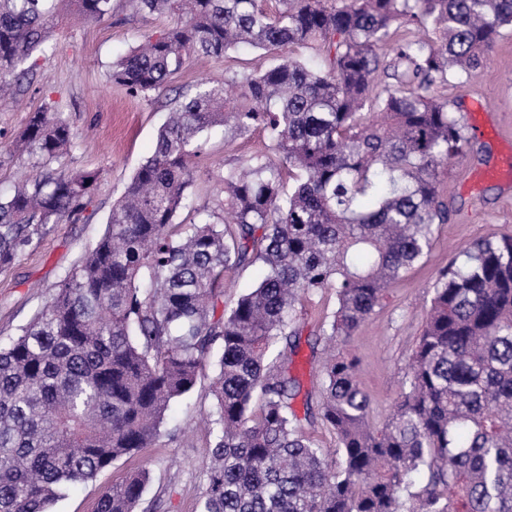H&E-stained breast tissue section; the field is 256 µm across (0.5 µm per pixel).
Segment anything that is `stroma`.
Listing matches in <instances>:
<instances>
[{
	"mask_svg": "<svg viewBox=\"0 0 512 512\" xmlns=\"http://www.w3.org/2000/svg\"><path fill=\"white\" fill-rule=\"evenodd\" d=\"M170 17L134 13L129 0H112L111 16L82 23L61 17L50 41L36 58L34 76L24 85L17 103L0 105V196L10 194L21 174L94 172L98 178L79 219L55 225L14 264L0 271V342L19 334L55 291L74 262L93 248L103 234L112 204L138 166L155 148L159 128L171 108L169 95L147 101L112 85L107 74L132 48L147 37L159 36ZM278 52L240 47L226 56L193 58L170 83L171 93L193 90L204 80L223 82L225 71L254 74L277 63ZM450 109L464 127H471L472 99L485 106V135H470L464 157L449 163L442 180L448 221L433 227L428 255L401 280L392 284L381 306L365 320L344 355L360 363L359 379L372 400L370 420L382 426L407 373L409 357L421 333L433 291L451 260L466 246L485 237L512 236V186L488 181L469 186L473 172L486 162H499L512 152V32L501 37L479 75L467 86L448 84ZM63 110L76 127L74 146L61 158L43 164L38 155L15 157L13 144L23 132L30 112L42 108ZM196 177L190 189L192 205L176 221L189 224L197 208H220L224 199L221 178L228 168L249 163L267 151L263 131L245 138L214 128L200 138ZM336 308L334 289L304 299L294 323L300 347L294 366L302 382L296 413H303V397L319 404L322 395L325 340L320 329ZM215 375L205 364L193 392L171 404L158 442L104 469L87 482L65 491L52 512H96L101 493L121 481L127 472L146 468L149 483L143 512H201L208 481L206 463L212 438L200 423L212 407L209 388Z\"/></svg>",
	"mask_w": 512,
	"mask_h": 512,
	"instance_id": "obj_1",
	"label": "stroma"
}]
</instances>
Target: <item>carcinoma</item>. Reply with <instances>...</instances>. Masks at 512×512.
<instances>
[{"label": "carcinoma", "instance_id": "obj_1", "mask_svg": "<svg viewBox=\"0 0 512 512\" xmlns=\"http://www.w3.org/2000/svg\"><path fill=\"white\" fill-rule=\"evenodd\" d=\"M130 3L176 18L108 73L134 96L166 92L192 56L241 44L288 55L174 99L106 232L0 344V512H48L64 485L151 446L207 359L216 375L202 512H512V237L476 241L448 264L382 427L370 424L356 361L329 357L318 415L334 454L300 434V380L268 355L296 335V305L325 288L337 308L323 334L348 342L427 255L433 226L448 221L441 176L469 141L448 110V75L484 67L512 31V0ZM65 11L101 19L112 0H0L1 103ZM312 43L324 64L293 56ZM215 126L260 129L271 151L224 172L221 221L204 209L177 224L199 136ZM75 137L62 112L43 108L16 152L47 164ZM95 181L41 172L0 199V271L80 215ZM256 261L262 280L218 310L224 278ZM148 481L145 469L127 474L97 512H137Z\"/></svg>", "mask_w": 512, "mask_h": 512}]
</instances>
